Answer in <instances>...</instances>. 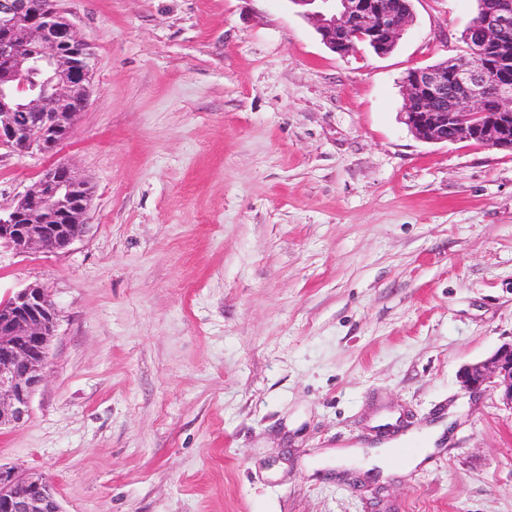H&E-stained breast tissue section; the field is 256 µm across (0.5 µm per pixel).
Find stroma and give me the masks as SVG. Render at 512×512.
<instances>
[{
    "label": "stroma",
    "mask_w": 512,
    "mask_h": 512,
    "mask_svg": "<svg viewBox=\"0 0 512 512\" xmlns=\"http://www.w3.org/2000/svg\"><path fill=\"white\" fill-rule=\"evenodd\" d=\"M60 6L89 103L54 158L0 150V210L53 159L94 197L67 249L0 251V300L58 312L0 464L63 512H512V410L458 378L512 341V153L401 117L475 0H412L384 56L290 0ZM441 420L420 465L366 469Z\"/></svg>",
    "instance_id": "35a3bbf8"
}]
</instances>
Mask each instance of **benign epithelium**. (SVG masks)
Instances as JSON below:
<instances>
[{
	"label": "benign epithelium",
	"instance_id": "obj_1",
	"mask_svg": "<svg viewBox=\"0 0 512 512\" xmlns=\"http://www.w3.org/2000/svg\"><path fill=\"white\" fill-rule=\"evenodd\" d=\"M290 2L339 54L359 42L379 55L391 53L412 17V0ZM462 39L469 54L403 77V121L423 142L475 141L512 151V0H480ZM91 78L89 47L63 13L35 0H0V147L54 154L86 107ZM92 198L90 183L71 166H48L0 217V247L17 254L68 248L83 233ZM36 209L57 213L59 223L32 222ZM56 325V307L37 284L0 302V428L29 415ZM460 382L472 392L494 387L512 410V342L464 366ZM0 512L62 510L45 477L0 468Z\"/></svg>",
	"mask_w": 512,
	"mask_h": 512
}]
</instances>
